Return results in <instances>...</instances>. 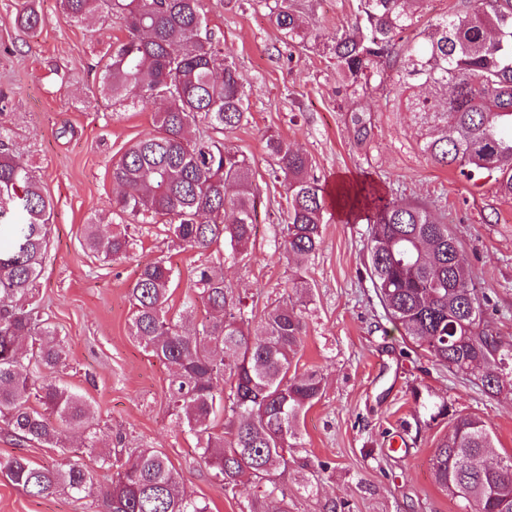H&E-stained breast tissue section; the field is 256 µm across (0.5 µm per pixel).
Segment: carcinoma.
I'll return each mask as SVG.
<instances>
[{
	"mask_svg": "<svg viewBox=\"0 0 512 512\" xmlns=\"http://www.w3.org/2000/svg\"><path fill=\"white\" fill-rule=\"evenodd\" d=\"M81 22L94 15L122 21L95 64L100 98L153 113L155 133L136 140L112 164L113 211L137 224H166L178 247L205 253L224 247L249 255L260 187L249 159L226 146L224 133L249 123L246 91L237 69L217 53L203 0H58ZM411 0H359L354 32L336 35L330 53L346 89L357 93L379 81L403 111L413 114L421 151L431 163L451 167L466 181L494 177L497 193L512 197V0H467L462 14L418 31ZM271 18L283 43H305L297 10L275 0ZM15 22H42L38 0H22ZM354 142L374 137L371 114L353 110ZM276 172L283 177L287 224L282 247L306 258L322 242L329 204L351 200L341 190L329 199L311 176L309 158L275 132L264 135ZM371 202L369 271L386 317L406 343L435 365L469 374L488 394L512 391V348L502 346L485 320L488 298L475 286L448 225L420 204H399L373 185L356 189ZM52 200L29 166L13 151L10 129L0 120V417L29 443L58 446L51 418L85 432L84 447L98 467L112 471L100 491L107 512H210L187 495L168 456L146 448L122 454L108 447L93 422L90 404L67 386L39 381L65 351L51 324L35 311L33 287L49 246ZM101 220L84 225L83 248L102 262L126 258L133 241L125 232L105 235ZM173 268L158 258L138 267L128 290L130 334L170 370L167 392L178 426L193 434L201 458L223 489L243 476L263 493L249 512H291L283 482L288 471L312 478L329 469L299 461L302 414L322 397L321 375L293 373L306 335L302 302L270 305L247 317L243 301L215 265L194 273L197 297L179 318L170 311ZM492 447L487 423L459 416L434 451L439 485L465 512H512V456L483 461ZM95 470L80 456L39 467L24 456L0 462V474L27 496L44 499L63 488L84 498Z\"/></svg>",
	"mask_w": 512,
	"mask_h": 512,
	"instance_id": "1",
	"label": "carcinoma"
}]
</instances>
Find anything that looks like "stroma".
<instances>
[{"mask_svg": "<svg viewBox=\"0 0 512 512\" xmlns=\"http://www.w3.org/2000/svg\"><path fill=\"white\" fill-rule=\"evenodd\" d=\"M22 0H0V98L17 152L33 168L53 202L50 247L35 285L41 313L55 326L66 360L51 377L92 406L103 437L129 451H163L185 489L206 500L210 512H247L257 488L241 482L221 489L202 463L195 439L182 431L168 405V368L129 335L128 289L140 263L166 259L174 269L173 310L195 296V267L215 253L175 248L160 224L134 227L131 256L111 263L85 253L81 230L108 215L114 195L111 166L129 144L153 130L152 108L112 110L97 98L92 70L103 43L124 37L117 20L86 27L41 0L43 23L16 25ZM359 0H296L310 35L305 48H288L270 19L274 0H203L215 47L237 68L249 95L251 118L227 142L247 155L261 186L258 224L250 255L225 259L224 279L260 314L303 273L306 336L298 371L315 370L324 391L300 420V457L331 467L314 484L300 473L285 489L293 512H322L325 501L342 512H462L437 483L430 459L457 416L482 418L493 434L494 455H512V393L489 395L468 376L433 365L406 346L375 295L368 264L366 220L330 210L322 244L309 259H287L281 246L283 183L264 148L273 130L311 162L325 189L369 179L389 198L421 203L446 222L478 287L493 299L490 322L512 344V199L493 179L472 184L421 152L410 113L399 110L386 85L367 92L344 90L336 61L326 50L338 30L355 20ZM370 113L375 136L357 146L349 131L351 110ZM447 414H439L440 405ZM14 455L53 467L50 448L18 441L0 419V461ZM0 512H103L97 496L60 492L29 498L0 476Z\"/></svg>", "mask_w": 512, "mask_h": 512, "instance_id": "35a3bbf8", "label": "stroma"}]
</instances>
